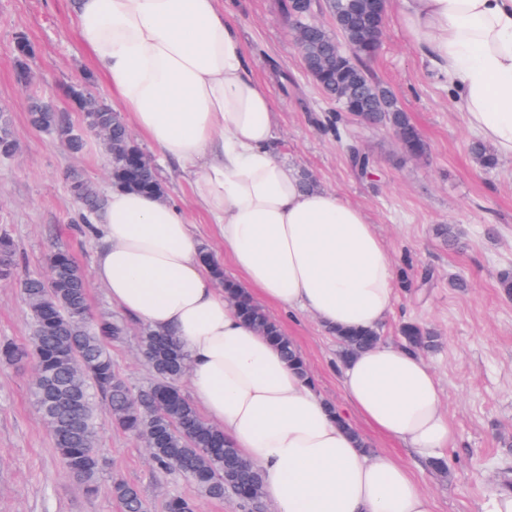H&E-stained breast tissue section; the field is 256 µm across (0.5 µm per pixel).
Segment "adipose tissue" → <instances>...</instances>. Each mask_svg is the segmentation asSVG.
I'll list each match as a JSON object with an SVG mask.
<instances>
[{
    "instance_id": "adipose-tissue-1",
    "label": "adipose tissue",
    "mask_w": 512,
    "mask_h": 512,
    "mask_svg": "<svg viewBox=\"0 0 512 512\" xmlns=\"http://www.w3.org/2000/svg\"><path fill=\"white\" fill-rule=\"evenodd\" d=\"M410 42L452 83L468 128L512 158V0H401ZM78 36L135 130L175 161L250 297L324 328L376 329L397 274L363 209L301 188L277 158V114L224 0H75ZM96 275L133 319L176 336L194 402L262 477L276 512H434L394 457L354 426L232 308L177 206L113 188L95 216ZM346 399L380 435L427 461L455 430L426 362L379 344L343 363Z\"/></svg>"
}]
</instances>
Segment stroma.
I'll list each match as a JSON object with an SVG mask.
<instances>
[{"instance_id":"1","label":"stroma","mask_w":512,"mask_h":512,"mask_svg":"<svg viewBox=\"0 0 512 512\" xmlns=\"http://www.w3.org/2000/svg\"><path fill=\"white\" fill-rule=\"evenodd\" d=\"M276 2L232 0L231 7L251 73L269 90L278 114L279 160L359 205L383 237L394 265L409 257L416 267L433 271L427 287L398 289L378 333L382 342L399 343V328L410 321L437 336V348L423 358L440 385L456 446L445 452L444 470L435 471L365 421H357L356 428L373 451L405 464L432 495L434 512H481L486 500L512 485V298L497 282L501 270L512 268V159L501 160L491 172L476 164L468 151L474 132L455 112L447 85L409 43L394 7L369 70L410 115L428 150L422 158H408L389 129L362 130L351 123V139L375 161L370 173H358L345 144L314 122L336 106L309 79ZM21 33L33 46L29 65L39 77L28 89L15 80L11 51ZM71 85L86 87L120 111L78 37L72 0H0V110L10 113L17 142L11 157L0 158V232L13 240L21 274H47L49 252L57 246L70 249L87 282L92 316L121 320L127 328L124 338L110 345L112 362L138 389L154 380L139 352L143 326L124 316L98 280L101 240L79 232V205L65 179L76 171L100 196H108L113 184L106 145L91 134L83 150L74 153L28 119L31 98H44L66 110L71 126L83 128L84 115L67 96ZM155 165L165 199L184 210L198 241L223 259L214 227L194 207L190 184L179 168L160 159ZM444 224L457 228V247L439 237L437 229ZM456 277L467 280L466 289L452 287ZM264 310L298 349L316 391L347 409L335 337L309 314L290 315L269 304ZM31 334L29 311L15 280L0 279V341L23 343ZM32 377L31 364L0 365V512H120L110 493L114 478L135 485L152 512H162L170 496L197 499L198 512H274L265 499L254 506L231 496L198 499L191 482L157 471L143 442L116 428L104 413L97 434L105 467L98 493L88 495L67 476L54 450L31 396Z\"/></svg>"}]
</instances>
